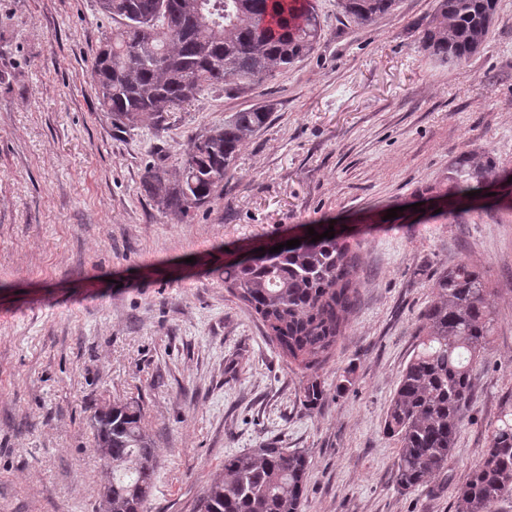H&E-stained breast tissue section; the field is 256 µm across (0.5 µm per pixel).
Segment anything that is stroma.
<instances>
[{"label":"stroma","instance_id":"1","mask_svg":"<svg viewBox=\"0 0 512 512\" xmlns=\"http://www.w3.org/2000/svg\"><path fill=\"white\" fill-rule=\"evenodd\" d=\"M314 2L305 59L121 130L91 74L113 26L97 0H0V512H99L111 474L91 419L115 403L138 405L156 448L147 512H198L225 456L268 444L308 453L303 512H457L512 400V207L453 204L448 176L464 151L512 168V0L457 67L420 49L437 0L366 26ZM261 105L210 202L180 219L147 196L148 166L178 180L193 137ZM332 221L360 257L359 302L311 410L307 372L224 265ZM461 261L487 271L495 329L447 471L406 492L385 414L433 279Z\"/></svg>","mask_w":512,"mask_h":512}]
</instances>
